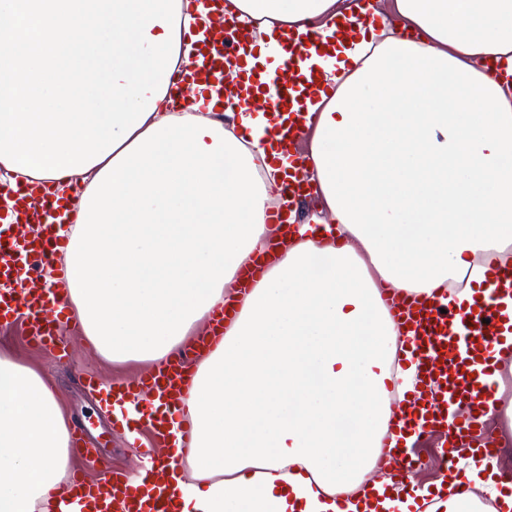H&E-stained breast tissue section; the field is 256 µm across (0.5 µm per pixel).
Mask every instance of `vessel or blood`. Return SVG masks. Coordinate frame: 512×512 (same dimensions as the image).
Masks as SVG:
<instances>
[{"label":"vessel or blood","mask_w":512,"mask_h":512,"mask_svg":"<svg viewBox=\"0 0 512 512\" xmlns=\"http://www.w3.org/2000/svg\"><path fill=\"white\" fill-rule=\"evenodd\" d=\"M213 3L214 18L206 23L203 38L195 42L196 58L172 88L175 109L183 108L186 94L195 87L223 94L225 66H247L246 52L252 44L248 20L226 16L224 0ZM321 44V34L308 30L289 46L274 77L255 70L250 73L260 88L251 107L278 124L289 163L285 191L300 207L306 200L300 149L305 113L295 102L299 92L312 94L326 84L322 73L301 71L304 52ZM1 196L8 197L9 204L0 212V324L23 318L29 343L65 356L69 339L64 332L75 327L77 319L61 308L55 290L47 288L42 277L43 270L55 263L62 241L31 232L33 225L46 223L55 213V190L49 185L41 189L0 185ZM486 283L491 289L488 298L469 308L409 309L401 298L390 304L393 316L408 325L403 341L412 347L423 374L413 407L400 418L402 427L418 435L442 429L446 443L442 457L449 462L467 455L480 465L493 456L485 417L498 391L492 362L496 354L512 353V324H507L504 314V300L512 297V268L490 264ZM193 363L181 352L173 365L154 378L117 381L100 390L101 397L112 399L116 406L143 407L142 420L151 435L144 453L154 468L145 495L138 498L129 494L131 477L126 472L108 467L91 482L73 475L70 486L79 490L86 512H169L176 490L166 478L160 450L173 436L167 409L181 400L183 371Z\"/></svg>","instance_id":"obj_1"}]
</instances>
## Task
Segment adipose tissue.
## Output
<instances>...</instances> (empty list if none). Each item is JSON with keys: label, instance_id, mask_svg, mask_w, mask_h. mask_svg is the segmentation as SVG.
I'll return each instance as SVG.
<instances>
[{"label": "adipose tissue", "instance_id": "ef3b65f1", "mask_svg": "<svg viewBox=\"0 0 512 512\" xmlns=\"http://www.w3.org/2000/svg\"><path fill=\"white\" fill-rule=\"evenodd\" d=\"M262 66L288 36L369 28L311 53L304 179L323 208L270 223L285 157L267 115L197 91L166 100L74 185L55 284L105 360L166 366L209 340L172 407L174 512H416L377 465L391 398L418 382L384 301L473 304L512 264V0H227ZM234 174L225 177L224 163ZM63 409L46 376L0 355V512H81ZM379 476L365 482L367 471Z\"/></svg>", "mask_w": 512, "mask_h": 512}]
</instances>
